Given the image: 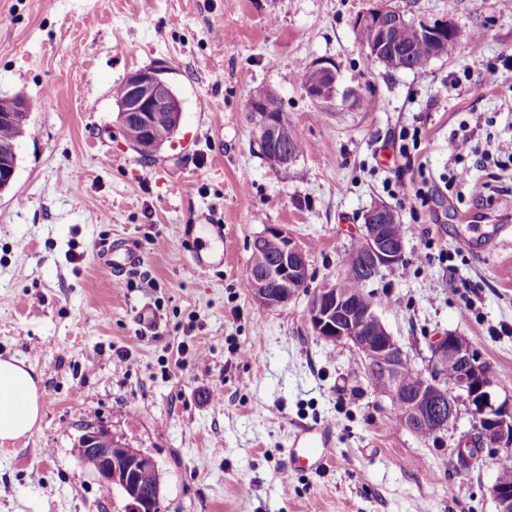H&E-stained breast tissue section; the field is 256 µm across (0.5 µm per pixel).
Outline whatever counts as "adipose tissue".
Segmentation results:
<instances>
[{"label":"adipose tissue","instance_id":"obj_1","mask_svg":"<svg viewBox=\"0 0 512 512\" xmlns=\"http://www.w3.org/2000/svg\"><path fill=\"white\" fill-rule=\"evenodd\" d=\"M39 380L23 360L0 359V444L31 433L41 421Z\"/></svg>","mask_w":512,"mask_h":512}]
</instances>
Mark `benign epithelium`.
Instances as JSON below:
<instances>
[{"instance_id":"benign-epithelium-1","label":"benign epithelium","mask_w":512,"mask_h":512,"mask_svg":"<svg viewBox=\"0 0 512 512\" xmlns=\"http://www.w3.org/2000/svg\"><path fill=\"white\" fill-rule=\"evenodd\" d=\"M378 2V6L358 18L356 28L372 29V42L366 46L369 56L386 68L396 70L400 63L396 55L387 52L388 35L393 26L408 21V18L402 10L387 5L389 0ZM411 23L430 43L446 35L458 34L456 28L443 22L413 19ZM162 74L163 70L158 67L130 74L126 78L130 97L118 103L120 125L127 141L147 156L161 148L151 139L152 123L164 117L177 127L182 119L181 100ZM336 80V72L331 67L316 64L306 74L304 85L312 98L329 100L335 92ZM249 111L259 146L271 152L272 166L288 168L296 157L281 143V131L288 126V117L279 107L275 94L270 91L263 101L249 102ZM0 116L26 122L25 99L19 96L0 98ZM396 221L395 210L383 202H377L365 211L362 258L366 272L374 275L404 260L405 242H393L387 234L386 225ZM259 237L277 239L280 250L264 271L249 272V279L254 281L252 296L266 309L285 306L309 281L305 251L288 230L279 225H266ZM270 283L276 287H268ZM308 315L317 336L334 343L353 344L368 365L392 380V398L407 403L403 418L405 425L428 426L436 433L441 432L455 422L458 405L464 402L475 414L480 442L498 448L512 447V405L496 403L494 382L485 376L481 358L464 337L447 332L434 337L429 343L428 381L420 390L405 393L400 387L398 372L408 361V355L383 324L374 306L368 303L358 306L341 286L325 284L314 292ZM450 357L459 362V373L448 382L440 369ZM447 383L451 384L449 391L445 390ZM81 431L77 445L98 459L99 481L110 485L114 472L123 474V482L118 488L126 501L124 512H160L161 475L155 461L112 439L94 424L84 425ZM142 471L155 473V484L148 494L141 490L138 482V474ZM490 494L497 512H512V488L495 482L490 487Z\"/></svg>"}]
</instances>
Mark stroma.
I'll list each match as a JSON object with an SVG mask.
<instances>
[{"label":"stroma","instance_id":"1","mask_svg":"<svg viewBox=\"0 0 512 512\" xmlns=\"http://www.w3.org/2000/svg\"><path fill=\"white\" fill-rule=\"evenodd\" d=\"M374 2L0 0V97L36 103L0 191V358L33 367L42 403L39 428L0 446V512H124L121 491L77 459L87 423L154 459L161 512H497L489 488L512 448L461 466L456 449L475 437L467 405L454 427L416 436L357 350L308 320L313 291L343 279L363 212L387 202L405 258L369 283L377 314L422 373L433 336H463L497 402L512 403V159L496 150L512 142V0H393L460 32L423 73L366 54L355 21ZM319 63L337 75L328 101L304 87ZM153 65L183 116L147 158L125 140L112 91ZM258 87L306 143L288 168L261 154ZM406 129L417 144L404 157ZM463 135L473 151L459 158ZM396 181L427 204L411 212ZM207 215L224 226V264L201 270L181 230ZM268 224L304 247L311 275L276 309L244 286ZM120 238L143 257L125 288L98 260ZM146 305L159 317L148 331ZM325 423L329 468L288 472L289 441Z\"/></svg>","mask_w":512,"mask_h":512}]
</instances>
